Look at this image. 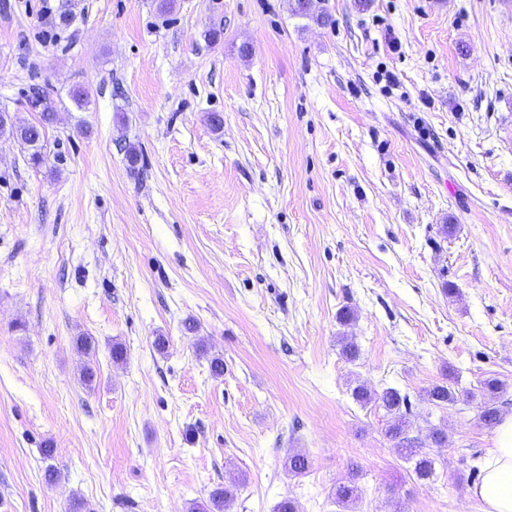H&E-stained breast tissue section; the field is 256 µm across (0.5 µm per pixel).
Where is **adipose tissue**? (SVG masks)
I'll list each match as a JSON object with an SVG mask.
<instances>
[{"instance_id": "ef3b65f1", "label": "adipose tissue", "mask_w": 512, "mask_h": 512, "mask_svg": "<svg viewBox=\"0 0 512 512\" xmlns=\"http://www.w3.org/2000/svg\"><path fill=\"white\" fill-rule=\"evenodd\" d=\"M470 494L480 502L482 512H512V416L496 427L483 476Z\"/></svg>"}]
</instances>
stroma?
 <instances>
[{
  "instance_id": "stroma-1",
  "label": "stroma",
  "mask_w": 512,
  "mask_h": 512,
  "mask_svg": "<svg viewBox=\"0 0 512 512\" xmlns=\"http://www.w3.org/2000/svg\"><path fill=\"white\" fill-rule=\"evenodd\" d=\"M75 4L63 28L61 0H0V110L35 122L34 85L57 107L45 165L0 137V512L218 487L226 512H339L353 471V512H480L486 380L512 415V0H314L325 25L291 0ZM360 384L408 395L434 479Z\"/></svg>"
}]
</instances>
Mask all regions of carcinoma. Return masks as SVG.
I'll return each mask as SVG.
<instances>
[{
	"instance_id": "carcinoma-1",
	"label": "carcinoma",
	"mask_w": 512,
	"mask_h": 512,
	"mask_svg": "<svg viewBox=\"0 0 512 512\" xmlns=\"http://www.w3.org/2000/svg\"><path fill=\"white\" fill-rule=\"evenodd\" d=\"M27 102L34 112L40 113V120L36 123L20 124L12 120L10 116L0 115V136H8L17 141L27 151L28 160L36 167L45 160L44 142L45 125L52 122L55 116V107L46 92L38 90L28 95ZM355 398L361 402H369L376 398L381 401L387 413L392 415V424L388 428V434L398 440V448L404 456L413 462L414 473L420 480H429L435 474V460L421 448L420 442L406 435L408 428L407 415L410 414L409 397L399 390L387 387L378 395H373L368 388L357 386L353 390ZM431 401L442 403L456 402V391L447 384H436L428 391ZM500 409L493 403L485 402L481 406L479 420L487 426H495L500 422ZM361 489L353 480L340 483L336 486V504L343 508H349L350 504L359 499Z\"/></svg>"
}]
</instances>
